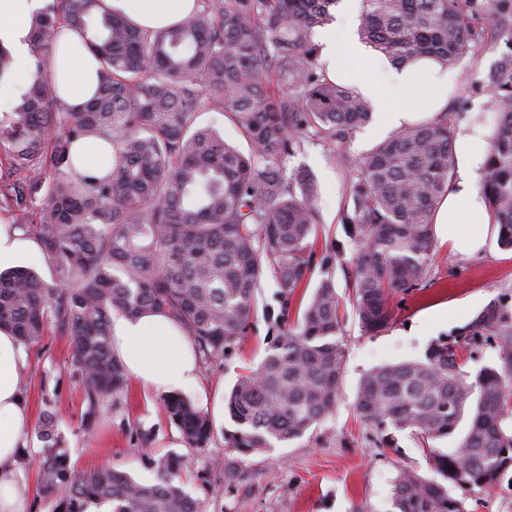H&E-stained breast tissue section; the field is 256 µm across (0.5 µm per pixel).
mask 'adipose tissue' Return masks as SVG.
<instances>
[{
  "label": "adipose tissue",
  "mask_w": 512,
  "mask_h": 512,
  "mask_svg": "<svg viewBox=\"0 0 512 512\" xmlns=\"http://www.w3.org/2000/svg\"><path fill=\"white\" fill-rule=\"evenodd\" d=\"M41 0H0V45L28 67L36 60L29 53L31 14ZM362 0H341L335 22L319 36L320 59L330 80L358 87L381 115L378 133L399 129L445 111L456 90V77L434 61L422 58L399 68L377 62L357 35ZM106 5L131 17L143 27L161 28L189 12L195 0H105ZM59 94L78 109L96 87L97 63L86 46L67 27H59L51 58ZM484 153L480 132L462 128L455 141L454 177L435 215L438 236L462 256L483 251L491 219L480 190ZM40 251L14 224H0V269L26 264ZM112 350L127 373L157 393L196 384L199 366L188 336L161 315L112 317ZM28 351L14 336L0 331V512H25L28 487L16 464L22 437L31 420L28 400L19 384V370Z\"/></svg>",
  "instance_id": "ef3b65f1"
}]
</instances>
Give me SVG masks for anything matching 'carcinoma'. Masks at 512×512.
<instances>
[{
  "instance_id": "cac0c4a2",
  "label": "carcinoma",
  "mask_w": 512,
  "mask_h": 512,
  "mask_svg": "<svg viewBox=\"0 0 512 512\" xmlns=\"http://www.w3.org/2000/svg\"><path fill=\"white\" fill-rule=\"evenodd\" d=\"M178 23L144 29L103 0H49L30 23L37 61L14 112L0 118L8 179L0 206L60 272L51 282L28 267L0 272V330L37 342L52 325L69 337L88 414L127 384L112 352V314H162L206 360L224 357L248 325L264 269L290 300L309 288L321 225L317 187L286 174L305 141L345 145L373 119L371 102L318 63L317 30L339 0H196ZM512 0H363L359 31L398 66L428 56L458 65L492 31ZM91 34L98 88L79 111L61 102L51 73L57 26ZM496 117L487 136L481 193L499 244L512 250V56L490 79ZM224 113L249 141L241 152L203 126V109ZM453 119L393 132L358 160L337 154L348 174L339 223L360 246L349 276L364 334L390 326V297L431 276L432 217L454 174ZM112 144L102 177L79 173L71 146ZM334 281L322 278L296 321L255 371L225 397L236 459L215 462L232 486L237 464L303 438L336 408L347 348ZM493 341L498 362L476 374L464 353ZM163 409L192 447L213 435L209 417L180 393ZM357 415L376 444L406 432L429 449L440 479L398 471L394 512H465L464 495L492 490L512 469V307L491 300L462 331L434 341L424 358L383 364L360 380ZM45 420L38 473L53 512H202L178 483L181 459L157 462L153 484L115 467L77 472ZM462 492L458 497L453 490Z\"/></svg>"
}]
</instances>
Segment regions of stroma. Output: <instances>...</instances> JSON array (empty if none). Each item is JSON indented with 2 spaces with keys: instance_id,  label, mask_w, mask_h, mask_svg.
Listing matches in <instances>:
<instances>
[{
  "instance_id": "stroma-1",
  "label": "stroma",
  "mask_w": 512,
  "mask_h": 512,
  "mask_svg": "<svg viewBox=\"0 0 512 512\" xmlns=\"http://www.w3.org/2000/svg\"><path fill=\"white\" fill-rule=\"evenodd\" d=\"M494 26L503 31V38L474 45L455 70L457 91L448 109L456 114L457 125L473 126L477 115L489 116L495 109L489 77L512 52L505 39L512 33V12L496 16ZM286 164L288 172L307 173L318 186L322 229L313 277L331 273L345 316L347 361L332 417L302 439L276 445L245 462L234 488H227L223 474L213 466L215 458L231 453L224 443V431L232 426L223 411L225 393L239 374L260 365L296 317L297 303L284 301L269 272L261 279L256 311L244 335L221 362L201 363L197 385L183 391L213 422L214 436L202 448L185 443L163 411L162 394L132 380L109 411L88 419L69 339L50 326L29 345V361L19 373L32 408L18 459L31 488L26 512H49L50 498L39 485L35 465L45 446L41 430L47 413L54 418L59 445L78 471L116 465L150 484L157 479L156 460L178 455L183 487L200 501L203 512H392V481L398 470L429 475L421 443L408 433L397 434L394 447L376 446L372 427L354 411L359 380L373 367L423 358L432 341L457 333L490 300L512 295V251L493 240L482 255L465 259L447 244L435 243L428 285L397 293L391 300L394 320L387 330L362 334L353 318L345 276L357 246L338 221L345 203L343 175L326 146H305Z\"/></svg>"
}]
</instances>
